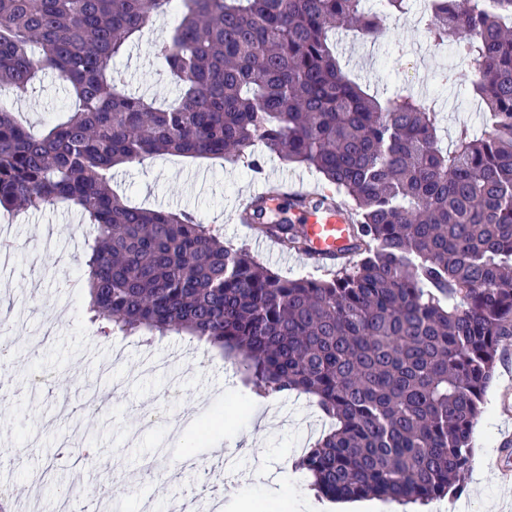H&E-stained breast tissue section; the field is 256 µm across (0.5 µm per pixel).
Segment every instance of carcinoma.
<instances>
[{"label":"carcinoma","mask_w":512,"mask_h":512,"mask_svg":"<svg viewBox=\"0 0 512 512\" xmlns=\"http://www.w3.org/2000/svg\"><path fill=\"white\" fill-rule=\"evenodd\" d=\"M411 0H0V87L51 72L73 110L37 134L0 101V210L75 206L87 321L98 335L190 336L233 356L255 395L307 394L332 427L295 462L317 495L452 497L472 464L501 344L512 337V0H426L428 38L477 70L464 92L490 122L452 143L408 90L371 93L336 30L377 39ZM172 19L154 56L180 87L158 107L112 62ZM313 169L356 213L327 278H285L188 210L133 207L112 169L167 154L222 159L254 141ZM261 198L257 234L306 253L305 225Z\"/></svg>","instance_id":"cac0c4a2"}]
</instances>
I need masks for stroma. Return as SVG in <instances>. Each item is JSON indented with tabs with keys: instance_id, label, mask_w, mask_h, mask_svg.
<instances>
[{
	"instance_id": "35a3bbf8",
	"label": "stroma",
	"mask_w": 512,
	"mask_h": 512,
	"mask_svg": "<svg viewBox=\"0 0 512 512\" xmlns=\"http://www.w3.org/2000/svg\"><path fill=\"white\" fill-rule=\"evenodd\" d=\"M167 31L158 25L134 41L114 66L130 90L162 103L176 95L162 74L153 44ZM336 51L347 71L371 91L391 93L402 86L435 103L447 131L470 122L475 110L455 88L437 85L438 72L455 66L460 82L472 72L448 47L431 42L415 15L385 22L375 42H364L345 30L336 36ZM68 104L61 79L48 75L15 111L40 129ZM309 191L324 182L313 171L265 160V176L253 179L245 158L188 159L165 155L138 168L116 167L112 186L136 205L162 210H194L208 224L222 228L224 240L247 245L254 257L287 278L321 277L323 268L277 244H258L251 231L235 220V203L252 189H268L281 179ZM78 211L58 205L28 213L9 225L16 242L7 264H0V339L12 354L0 362V484L15 491L38 492L52 501L65 489L79 500V512H171L175 498L203 505L209 497L226 498L240 484L241 470L274 471L296 497L307 489L299 471L282 468L286 456H298L329 430L313 397L291 393L278 398L281 423L265 436V452H249L255 431L244 407L251 390L233 358L186 336H169L150 345L135 339L97 336L82 318L86 282L81 275L86 225ZM497 372L486 394L485 411L474 428L475 473L446 512H484L496 502L512 512V473L499 469L504 438H512V339L503 343ZM224 423L203 432L215 414ZM193 420L183 441H174L169 421ZM203 464V471L181 468L184 446ZM159 454L166 469L177 472L173 483H160L143 463ZM128 485L121 499L117 485Z\"/></svg>"
}]
</instances>
